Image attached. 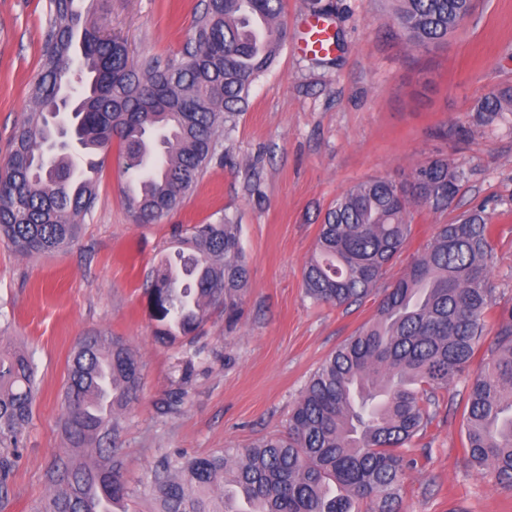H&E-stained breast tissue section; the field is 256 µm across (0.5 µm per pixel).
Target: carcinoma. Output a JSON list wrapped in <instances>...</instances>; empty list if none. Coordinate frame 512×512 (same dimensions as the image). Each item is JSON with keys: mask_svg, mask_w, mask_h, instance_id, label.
<instances>
[{"mask_svg": "<svg viewBox=\"0 0 512 512\" xmlns=\"http://www.w3.org/2000/svg\"><path fill=\"white\" fill-rule=\"evenodd\" d=\"M76 2L49 0L29 117L0 167V241L22 255L77 240L97 201L93 174L114 141L135 223L176 210L208 165L224 159V130L287 36L283 0H208L180 57L135 69L125 43ZM397 2L413 49L446 40L472 11V0ZM67 85L79 90L69 128L77 157L50 147L51 110ZM471 112L480 126H512V86L492 89ZM463 178L450 159L436 157L399 182L374 178L348 189L320 224L304 268L307 296L337 308L362 304L410 241V207L448 210ZM491 237L481 209L437 225L383 290L373 318L310 377L286 430L220 455L162 460L149 481L158 512H400L402 449L425 434L440 397L490 333L464 406L465 450L476 470L492 468L512 488V308L496 310ZM248 286L238 225H192L147 288L155 341L196 335L212 309L235 321ZM140 381L137 352L123 338L79 339L62 402L69 452L52 464L45 512H112L127 499L116 441ZM37 395L32 357L0 345L1 503Z\"/></svg>", "mask_w": 512, "mask_h": 512, "instance_id": "1", "label": "carcinoma"}]
</instances>
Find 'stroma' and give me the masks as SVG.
<instances>
[{
  "mask_svg": "<svg viewBox=\"0 0 512 512\" xmlns=\"http://www.w3.org/2000/svg\"><path fill=\"white\" fill-rule=\"evenodd\" d=\"M207 0H80L134 61L179 57ZM394 0H284L296 30L325 9L338 46L318 59L286 39L224 136L227 163L211 164L182 206L156 224L134 223L117 154L98 175V201L78 239L24 256L0 243V336L32 354L39 392L0 512H42L47 470L62 453V394L76 341L98 331L131 344L141 391L123 418L121 459L137 512L158 461L222 453L284 429L321 363L372 317L375 305L336 308L305 293L303 268L328 207L374 177L399 181L428 159L449 157L466 178L452 209L412 211V236L388 267L390 287L437 225L490 202V282L512 306V129L476 128L457 140L473 103L512 84V0H474L472 14L429 51L410 48ZM48 0H0V159L29 113L41 66ZM228 219L249 261L241 314L210 311L193 341L153 339L144 284L173 251L174 228ZM184 399L171 405L170 395ZM465 377L455 378L425 436L406 449L403 512H512V489L465 453Z\"/></svg>",
  "mask_w": 512,
  "mask_h": 512,
  "instance_id": "obj_1",
  "label": "stroma"
}]
</instances>
